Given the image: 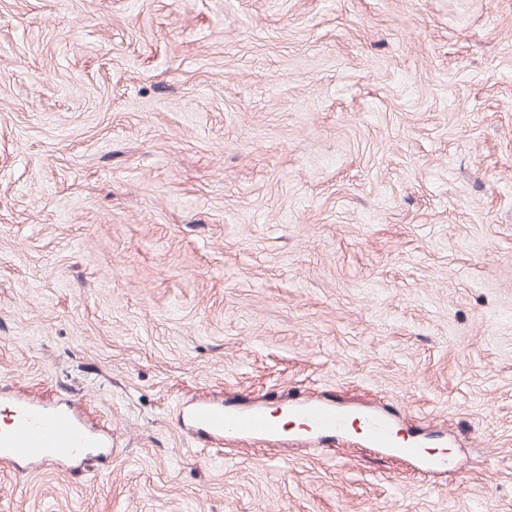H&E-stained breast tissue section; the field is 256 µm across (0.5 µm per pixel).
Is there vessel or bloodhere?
<instances>
[{
	"label": "vessel or blood",
	"instance_id": "obj_1",
	"mask_svg": "<svg viewBox=\"0 0 512 512\" xmlns=\"http://www.w3.org/2000/svg\"><path fill=\"white\" fill-rule=\"evenodd\" d=\"M8 421L0 427V466L70 470L112 456L109 434L87 427L69 405L53 407L21 398L0 401ZM298 420V434L321 445L354 429L363 446L382 449L428 475L448 468L445 447L431 449L428 439L401 434L397 422L384 413L352 410L328 399L283 404L280 415L260 405L248 408L234 402L198 403L182 410L184 427L198 439L227 435L277 441L284 433L282 417Z\"/></svg>",
	"mask_w": 512,
	"mask_h": 512
}]
</instances>
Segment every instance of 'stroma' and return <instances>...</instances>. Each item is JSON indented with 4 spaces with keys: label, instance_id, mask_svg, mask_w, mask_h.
I'll return each mask as SVG.
<instances>
[{
    "label": "stroma",
    "instance_id": "35a3bbf8",
    "mask_svg": "<svg viewBox=\"0 0 512 512\" xmlns=\"http://www.w3.org/2000/svg\"><path fill=\"white\" fill-rule=\"evenodd\" d=\"M0 0V393L111 459L0 512H512V0ZM327 392L454 445L225 437ZM279 418L263 406L243 408L235 402L198 403L182 410L184 427L201 440L233 435L279 441L284 433Z\"/></svg>",
    "mask_w": 512,
    "mask_h": 512
}]
</instances>
